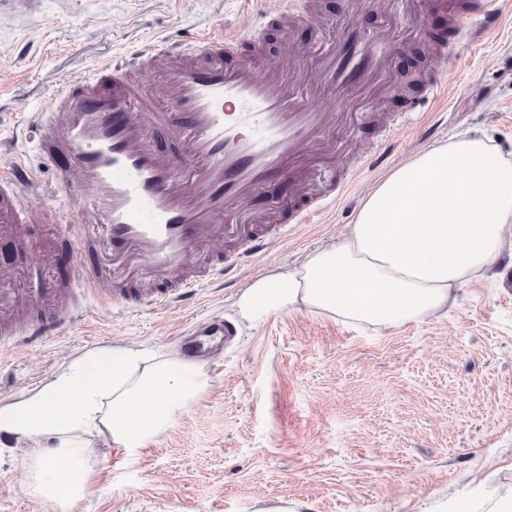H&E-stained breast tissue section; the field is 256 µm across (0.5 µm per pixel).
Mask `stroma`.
<instances>
[{
	"label": "stroma",
	"mask_w": 512,
	"mask_h": 512,
	"mask_svg": "<svg viewBox=\"0 0 512 512\" xmlns=\"http://www.w3.org/2000/svg\"><path fill=\"white\" fill-rule=\"evenodd\" d=\"M501 14L478 47L452 26V11L419 4L399 21L404 46L395 56L391 92L375 109L397 119L393 154L369 167L337 197L319 223L297 224L270 245L259 268H245L218 288L201 282L193 299L160 312L146 305L120 313L87 302L62 337H14L0 354V402L16 399L60 365L92 350L131 343L184 348L180 328L222 317L232 343L217 342L216 364H204L208 386L148 447L125 451L95 441L86 495L70 512H445L451 500L496 502L512 486V295L501 265L473 280L448 312L380 329L282 311L249 322L237 302L254 281L298 266L338 243L363 198L389 169L460 134L490 139L512 159V0H486ZM317 18L291 38L269 27L266 49L313 60L318 44L341 22L342 0H317ZM241 0H0V138L11 139L43 183L52 172L35 136L13 139L18 124L50 111L56 81L92 71L139 40L171 42L187 30L236 23ZM446 35L455 80L446 105L410 80L443 68L427 35ZM46 221L30 225L26 254L0 237V266L31 280L73 283L71 268L39 256L68 235L82 202L74 190L42 199ZM22 451L0 440V512H58L28 492Z\"/></svg>",
	"instance_id": "stroma-1"
}]
</instances>
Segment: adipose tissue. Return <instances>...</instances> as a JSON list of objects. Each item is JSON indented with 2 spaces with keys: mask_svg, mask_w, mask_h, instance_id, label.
I'll return each instance as SVG.
<instances>
[{
  "mask_svg": "<svg viewBox=\"0 0 512 512\" xmlns=\"http://www.w3.org/2000/svg\"><path fill=\"white\" fill-rule=\"evenodd\" d=\"M509 239L512 160L485 138L454 139L394 168L364 198L342 243L259 279L239 311L258 318L301 304L375 327L421 320L495 267ZM207 385L202 368L179 351L117 344L0 403V434L23 448L31 495L65 506L82 498L92 478L91 436L145 447Z\"/></svg>",
  "mask_w": 512,
  "mask_h": 512,
  "instance_id": "ef3b65f1",
  "label": "adipose tissue"
}]
</instances>
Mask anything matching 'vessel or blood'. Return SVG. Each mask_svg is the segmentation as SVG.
Returning a JSON list of instances; mask_svg holds the SVG:
<instances>
[{
    "label": "vessel or blood",
    "mask_w": 512,
    "mask_h": 512,
    "mask_svg": "<svg viewBox=\"0 0 512 512\" xmlns=\"http://www.w3.org/2000/svg\"><path fill=\"white\" fill-rule=\"evenodd\" d=\"M245 2L258 24H215L175 43L147 42L59 82L52 110L40 113L34 126L56 186H75L83 198L79 230L63 249L79 275L72 293L52 288L49 303H27L34 309L22 328L29 338L63 335L87 298L116 310L147 301L170 310L191 299L198 285L190 267L206 263L207 280L223 285L240 267L258 265L288 226L310 223L332 203L326 188L308 189L301 167L341 118L319 108L321 88L330 86L342 104L360 93L369 103L384 95L399 47L384 28L363 29L359 17L370 7L404 14L413 0H343L345 22L316 59L319 86L302 79L305 62L268 54L263 39L264 27L314 19V0L275 14L265 11L263 0ZM492 26L483 0L456 18L470 45L481 43ZM234 56L240 64L225 66ZM152 69L162 73L161 91L136 80ZM284 69L296 80L282 79ZM174 125L183 132L178 147L160 149L156 136ZM278 176L293 179L303 201L284 221L245 223L250 200ZM41 192L22 154L0 163V213L7 215L0 235H19L35 221L38 209L26 200ZM218 238L223 254L201 258L198 244ZM14 278V271H0L1 336L13 334L25 304Z\"/></svg>",
    "instance_id": "obj_1"
}]
</instances>
